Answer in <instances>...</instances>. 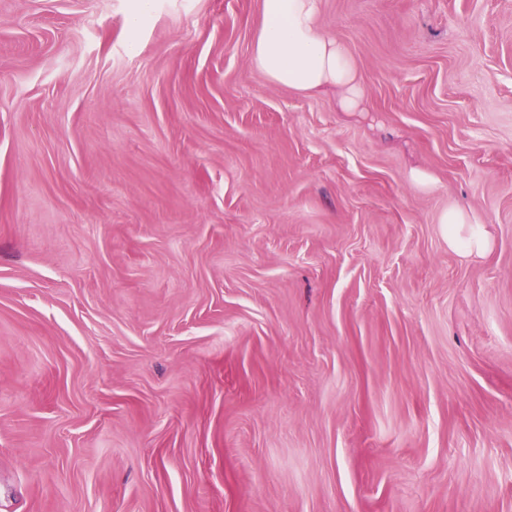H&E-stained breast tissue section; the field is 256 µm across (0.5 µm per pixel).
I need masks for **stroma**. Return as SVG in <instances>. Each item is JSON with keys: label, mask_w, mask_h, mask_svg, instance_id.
<instances>
[{"label": "stroma", "mask_w": 512, "mask_h": 512, "mask_svg": "<svg viewBox=\"0 0 512 512\" xmlns=\"http://www.w3.org/2000/svg\"><path fill=\"white\" fill-rule=\"evenodd\" d=\"M129 7L0 0V512H512V0ZM319 0H260L252 65L268 81L299 93L335 88L343 112L361 111L364 91L347 46L319 20ZM440 224H446L448 245L464 255L481 254L489 246L483 222L467 206L452 203L441 217Z\"/></svg>", "instance_id": "obj_1"}]
</instances>
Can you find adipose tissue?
Instances as JSON below:
<instances>
[{"label":"adipose tissue","mask_w":512,"mask_h":512,"mask_svg":"<svg viewBox=\"0 0 512 512\" xmlns=\"http://www.w3.org/2000/svg\"><path fill=\"white\" fill-rule=\"evenodd\" d=\"M252 64L268 81L299 93L336 89L342 111H360L364 91L347 46L319 20L318 0H260ZM448 245L468 256L487 250L484 225L467 206L450 204L441 217Z\"/></svg>","instance_id":"ef3b65f1"}]
</instances>
